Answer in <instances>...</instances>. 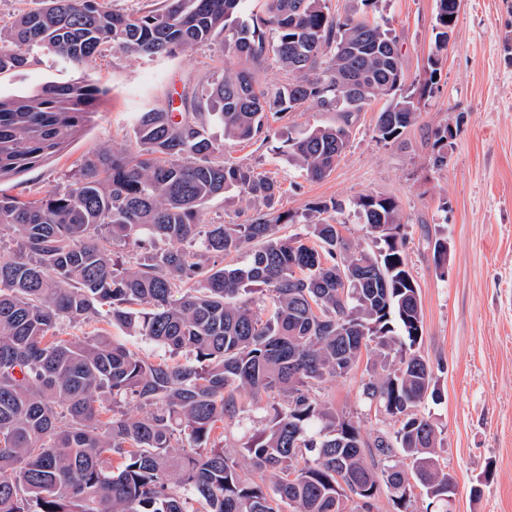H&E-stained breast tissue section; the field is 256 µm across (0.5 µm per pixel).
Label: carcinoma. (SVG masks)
Masks as SVG:
<instances>
[{"instance_id":"1","label":"carcinoma","mask_w":512,"mask_h":512,"mask_svg":"<svg viewBox=\"0 0 512 512\" xmlns=\"http://www.w3.org/2000/svg\"><path fill=\"white\" fill-rule=\"evenodd\" d=\"M164 0L136 14L106 0H42L0 29V73L32 49L75 65L101 47L151 57L217 39L238 67L224 68L192 111L152 109L136 118V153L103 148L67 187L40 199L0 196V512H371L385 488L409 512L410 481L430 512H450L455 482L438 462L440 432L417 411L442 394L420 354L423 312L398 202H350L374 247L349 241L316 203L297 216L276 208L280 186L224 159L207 132L249 143L271 137L269 116L309 104L341 120L288 136V163L312 180L333 172L350 146L352 117L376 99L378 139L401 137L441 70L457 0H436L437 53L429 78L407 86L401 48L377 22L330 13L327 0ZM450 20H445V17ZM288 83L261 87L269 64ZM104 90L85 81L0 97V181L74 140ZM448 125L433 132L430 163H448ZM229 190L246 202L242 224L206 220ZM303 219L307 237L284 238ZM134 239L131 264L112 243ZM247 254L243 264H228ZM267 294L273 313L263 317ZM106 322L164 351L152 360L103 334L62 339L58 324ZM372 371L360 402L399 423L366 442L357 422L318 398L362 352ZM253 405L281 403L242 456L215 431ZM372 448L370 453L364 449ZM116 457L106 463L105 455ZM258 473H245L244 461Z\"/></svg>"}]
</instances>
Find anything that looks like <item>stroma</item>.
Returning a JSON list of instances; mask_svg holds the SVG:
<instances>
[{
	"mask_svg": "<svg viewBox=\"0 0 512 512\" xmlns=\"http://www.w3.org/2000/svg\"><path fill=\"white\" fill-rule=\"evenodd\" d=\"M435 0H379L374 16L397 35L408 81L424 78L435 50ZM234 57L220 46L137 58L106 45L96 62L73 65L41 50L25 66L0 73V96L33 93L48 83L88 81L107 89L93 120L65 149L17 177L0 182V196L37 199L65 188L82 160L102 147L135 150L138 113L167 106L202 88ZM381 102L353 121L351 143L335 170L312 181L289 165L279 147L289 133L333 125L339 113L304 106L271 118V141L225 143L230 160L252 164L281 186L280 210L302 213L316 202L343 203L335 214L342 234L367 243L350 205L362 194L394 198L405 221L407 254L423 309L420 353L442 393L420 413L441 433L439 463L456 482L452 512H512V0H460L443 65L420 104L414 125L393 143L380 142ZM452 124L448 165L429 164L434 129ZM448 234V268H437L433 244ZM366 361L323 385L329 407L359 421L365 440L392 430L385 413L360 403Z\"/></svg>",
	"mask_w": 512,
	"mask_h": 512,
	"instance_id": "stroma-1",
	"label": "stroma"
}]
</instances>
